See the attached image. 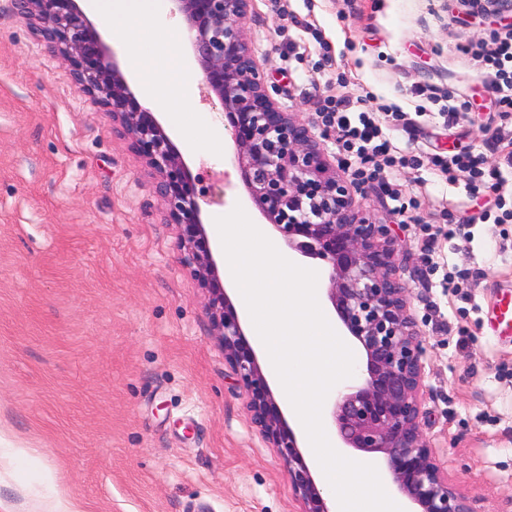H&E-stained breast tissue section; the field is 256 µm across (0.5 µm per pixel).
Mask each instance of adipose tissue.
Returning <instances> with one entry per match:
<instances>
[{
  "label": "adipose tissue",
  "mask_w": 512,
  "mask_h": 512,
  "mask_svg": "<svg viewBox=\"0 0 512 512\" xmlns=\"http://www.w3.org/2000/svg\"><path fill=\"white\" fill-rule=\"evenodd\" d=\"M88 9L112 26V35L123 43L128 52L131 68L139 80V92L149 107L157 112L172 114L186 107L182 86H161L148 65L149 60L172 65L186 72L187 63L179 55L181 30L174 20L168 19L164 0H86ZM162 23L168 32L166 40L148 42L145 37L149 26Z\"/></svg>",
  "instance_id": "1"
}]
</instances>
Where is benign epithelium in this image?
I'll return each instance as SVG.
<instances>
[{"label": "benign epithelium", "instance_id": "obj_1", "mask_svg": "<svg viewBox=\"0 0 512 512\" xmlns=\"http://www.w3.org/2000/svg\"><path fill=\"white\" fill-rule=\"evenodd\" d=\"M253 0H168L190 33L204 81L218 98L236 152L233 163L250 198L285 245L330 267L326 295L365 370L338 391L328 424L346 448L373 454L415 512H472L448 483L422 432V336L410 313L409 287L398 274L387 224L355 206L359 187L340 177L313 125L286 111L271 93L243 22ZM512 22V0H466ZM47 49L68 63L78 91L118 124L117 132L156 179L170 223L182 228L181 262L209 291L208 311L224 360L247 394L253 424L281 458L302 512H334L317 486L235 306L220 280L206 224L203 192L151 110L136 98L116 52L79 0H14Z\"/></svg>", "mask_w": 512, "mask_h": 512}]
</instances>
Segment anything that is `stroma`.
Listing matches in <instances>:
<instances>
[{
    "label": "stroma",
    "mask_w": 512,
    "mask_h": 512,
    "mask_svg": "<svg viewBox=\"0 0 512 512\" xmlns=\"http://www.w3.org/2000/svg\"><path fill=\"white\" fill-rule=\"evenodd\" d=\"M243 28L288 111L318 127L325 98L343 96L404 157L388 176L398 199L369 185L356 204L391 226L402 257L425 347L424 434L473 512H512V339L487 323L512 286V223L424 248L445 211L469 217L490 199L432 156L482 155L512 197L491 142L512 137V113L474 54L512 25L461 0H254ZM183 80L187 108L158 120L204 191V222L239 205L260 223L218 100L200 69ZM155 185L111 115L0 0V449L16 451L0 456V512H45L57 496L80 512H301Z\"/></svg>",
    "instance_id": "stroma-1"
}]
</instances>
